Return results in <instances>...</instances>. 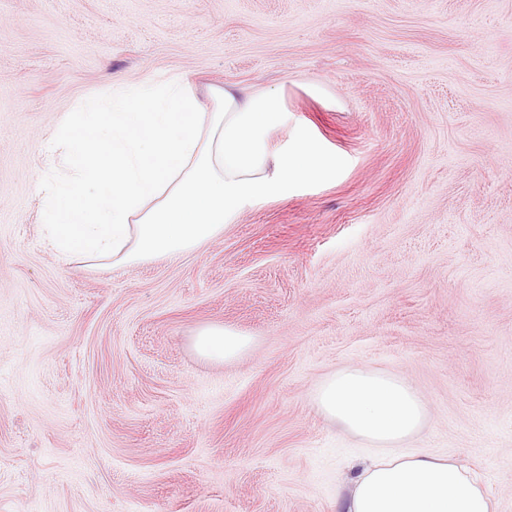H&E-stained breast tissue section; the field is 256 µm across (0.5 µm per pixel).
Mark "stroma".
I'll return each mask as SVG.
<instances>
[{"label":"stroma","mask_w":512,"mask_h":512,"mask_svg":"<svg viewBox=\"0 0 512 512\" xmlns=\"http://www.w3.org/2000/svg\"><path fill=\"white\" fill-rule=\"evenodd\" d=\"M173 74L279 93L272 144L342 173L176 258L63 262L57 120ZM213 325L250 349L201 356ZM351 367L512 512V0H0V512H336L374 449L314 394Z\"/></svg>","instance_id":"1"}]
</instances>
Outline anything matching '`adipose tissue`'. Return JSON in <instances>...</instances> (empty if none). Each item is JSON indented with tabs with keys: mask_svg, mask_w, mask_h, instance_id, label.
Instances as JSON below:
<instances>
[{
	"mask_svg": "<svg viewBox=\"0 0 512 512\" xmlns=\"http://www.w3.org/2000/svg\"><path fill=\"white\" fill-rule=\"evenodd\" d=\"M283 115L279 95L231 85L204 94L176 75L113 91L107 107L62 118L50 146L64 152L65 164L38 178L50 248L96 264L173 257L214 239L246 205L319 180L325 167L310 140L298 138L285 152L271 146ZM250 345L223 326L196 338L202 355L225 361ZM315 403L387 449L350 480L337 512H497L478 477L454 461L389 453L424 419L403 380L347 368L321 383Z\"/></svg>",
	"mask_w": 512,
	"mask_h": 512,
	"instance_id": "ef3b65f1",
	"label": "adipose tissue"
}]
</instances>
